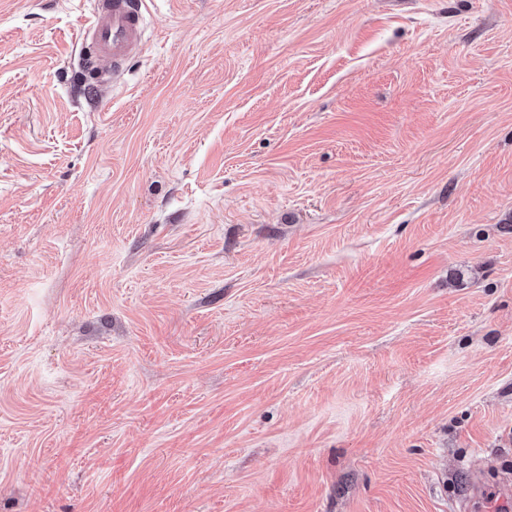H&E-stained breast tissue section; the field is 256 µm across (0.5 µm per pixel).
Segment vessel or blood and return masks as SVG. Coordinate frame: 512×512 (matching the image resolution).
<instances>
[{"label": "vessel or blood", "mask_w": 512, "mask_h": 512, "mask_svg": "<svg viewBox=\"0 0 512 512\" xmlns=\"http://www.w3.org/2000/svg\"><path fill=\"white\" fill-rule=\"evenodd\" d=\"M145 15L141 0H93L90 16L82 30V57L87 70L97 71L109 62L120 71L140 51L144 39Z\"/></svg>", "instance_id": "b4317fda"}]
</instances>
